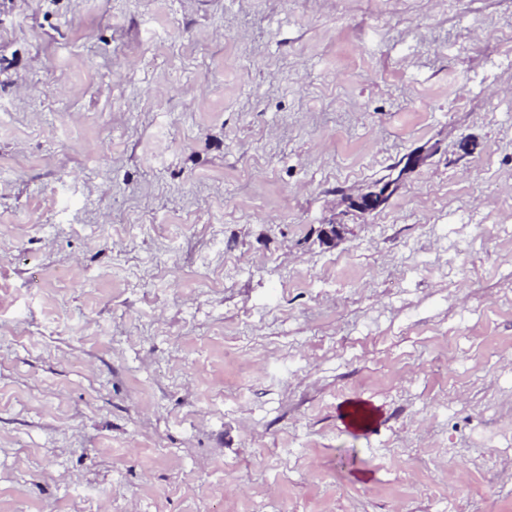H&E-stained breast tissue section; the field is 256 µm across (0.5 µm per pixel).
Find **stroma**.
<instances>
[{
	"mask_svg": "<svg viewBox=\"0 0 512 512\" xmlns=\"http://www.w3.org/2000/svg\"><path fill=\"white\" fill-rule=\"evenodd\" d=\"M0 512H512V0H0ZM424 159L425 155L422 152L408 154L395 165L390 178H387L389 175L388 174L377 180L376 182L385 179L377 185H373L368 189V191L361 193L356 197V199L351 201L356 202L361 206L362 209L365 210H372L386 204L391 199V197L401 188L407 173L411 169L419 166L424 161ZM393 190L394 192L391 194Z\"/></svg>",
	"mask_w": 512,
	"mask_h": 512,
	"instance_id": "stroma-1",
	"label": "stroma"
}]
</instances>
